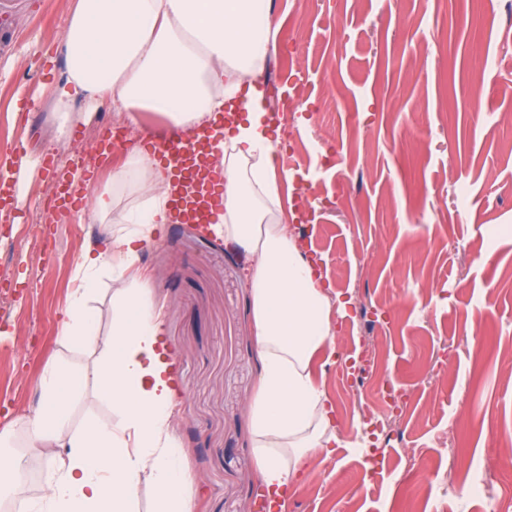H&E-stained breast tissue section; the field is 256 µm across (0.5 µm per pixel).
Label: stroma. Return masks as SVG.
Listing matches in <instances>:
<instances>
[{
    "label": "stroma",
    "instance_id": "obj_1",
    "mask_svg": "<svg viewBox=\"0 0 512 512\" xmlns=\"http://www.w3.org/2000/svg\"><path fill=\"white\" fill-rule=\"evenodd\" d=\"M73 0H0V155L23 146L60 167L94 153L105 130L123 135L106 182L142 130L111 104L50 139L37 99L66 64L58 46ZM276 45L266 70L301 86L307 108L279 113L272 145L291 139L317 193L310 239L329 294L333 354L312 366L337 421V442L289 485L282 512H457L449 482L483 475L512 512V464L493 467L512 436V0H273ZM483 79L474 113L465 78ZM18 224L0 222V506L40 497L52 471L15 427L33 416L52 364L82 369L90 349L60 326L76 265L107 248L113 227L61 215L52 175L35 169ZM250 256L207 227L160 225L140 251L144 301L161 315L172 352V427L194 475V512H257L261 481L249 401L259 386ZM396 435L374 482L362 483L367 415ZM120 412L84 390L66 426L115 424ZM447 437V448L437 445Z\"/></svg>",
    "mask_w": 512,
    "mask_h": 512
}]
</instances>
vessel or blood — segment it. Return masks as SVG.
<instances>
[{
  "mask_svg": "<svg viewBox=\"0 0 512 512\" xmlns=\"http://www.w3.org/2000/svg\"><path fill=\"white\" fill-rule=\"evenodd\" d=\"M233 113H225L222 125L207 129L194 140H186L176 130L167 131L151 146L173 170L174 192L172 207L178 223L211 224L224 209V180L214 170L212 152L226 124L232 123ZM44 171L54 174L59 210L77 211L82 204V188L58 173L52 156L41 160Z\"/></svg>",
  "mask_w": 512,
  "mask_h": 512,
  "instance_id": "b4317fda",
  "label": "vessel or blood"
}]
</instances>
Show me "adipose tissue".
Segmentation results:
<instances>
[{
	"label": "adipose tissue",
	"instance_id": "1",
	"mask_svg": "<svg viewBox=\"0 0 512 512\" xmlns=\"http://www.w3.org/2000/svg\"><path fill=\"white\" fill-rule=\"evenodd\" d=\"M273 46L272 0H73L61 42L66 76L46 92L59 141L107 102L130 125L152 112L162 127L188 134L247 94L245 120L215 153L224 177V214L215 230L253 258L261 376L250 404L252 446L262 483L279 496L334 438L311 361L333 345L329 311L345 304L331 302L284 222L262 94L252 82ZM77 100L85 113L72 111ZM170 189L171 177L155 159L133 150L83 216L118 226L107 250L85 255L76 267L79 286L61 326L63 341L92 349L96 367H48L36 414L19 424L27 447L64 451L30 512H132L146 478L158 492L159 512H193V479L171 434L162 322L144 307V281L130 271L142 244L171 221ZM116 271L128 278L112 295V326L102 334L88 301L100 276ZM89 381L122 419L73 434L64 425L68 407Z\"/></svg>",
	"mask_w": 512,
	"mask_h": 512
}]
</instances>
